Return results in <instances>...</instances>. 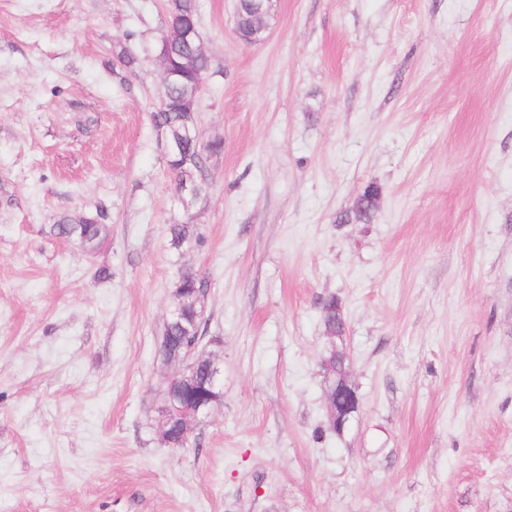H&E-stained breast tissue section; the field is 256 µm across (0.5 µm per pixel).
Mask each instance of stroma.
Here are the masks:
<instances>
[{"label":"stroma","instance_id":"35a3bbf8","mask_svg":"<svg viewBox=\"0 0 512 512\" xmlns=\"http://www.w3.org/2000/svg\"><path fill=\"white\" fill-rule=\"evenodd\" d=\"M235 3L197 0L224 150L185 203L151 121L163 0H0V512H512V0H277L254 45ZM98 209L96 256L47 232ZM185 267L222 396L169 448ZM184 295L174 291V307L179 306V317L168 319L163 326L158 343V355L170 362L173 355L182 347H191L200 343L203 336L200 334L202 321L196 318V311L192 305L184 303ZM324 385L329 388L328 417L335 430L344 432L358 411L359 398L350 379L349 371H336V377L324 372Z\"/></svg>","mask_w":512,"mask_h":512}]
</instances>
